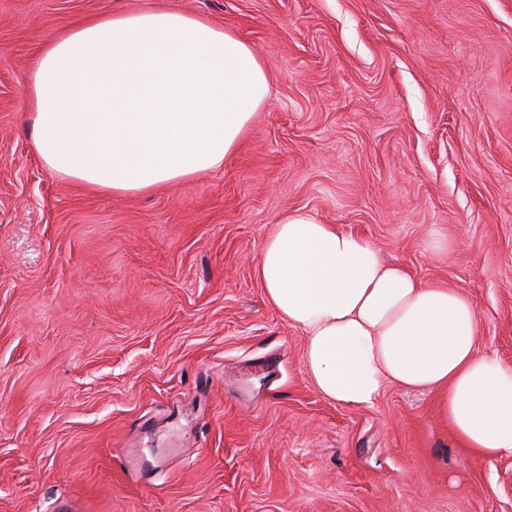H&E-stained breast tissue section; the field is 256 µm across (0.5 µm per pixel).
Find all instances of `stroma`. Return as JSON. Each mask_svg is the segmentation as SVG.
Masks as SVG:
<instances>
[{
  "label": "stroma",
  "mask_w": 512,
  "mask_h": 512,
  "mask_svg": "<svg viewBox=\"0 0 512 512\" xmlns=\"http://www.w3.org/2000/svg\"><path fill=\"white\" fill-rule=\"evenodd\" d=\"M258 54L221 167L134 195L32 151L41 47L144 2ZM302 210L460 289L512 365V0H0V512H512L434 392L348 407L256 271Z\"/></svg>",
  "instance_id": "stroma-1"
}]
</instances>
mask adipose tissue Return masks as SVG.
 <instances>
[{
    "label": "adipose tissue",
    "instance_id": "1",
    "mask_svg": "<svg viewBox=\"0 0 512 512\" xmlns=\"http://www.w3.org/2000/svg\"><path fill=\"white\" fill-rule=\"evenodd\" d=\"M266 93L261 62L231 31L146 7L47 42L25 103L49 172L137 194L221 166ZM257 276L302 331L305 371L324 397L357 407L390 383L431 389L462 447L512 454V366L478 353L479 321L458 289L385 263L369 241L305 211L277 219Z\"/></svg>",
    "mask_w": 512,
    "mask_h": 512
}]
</instances>
